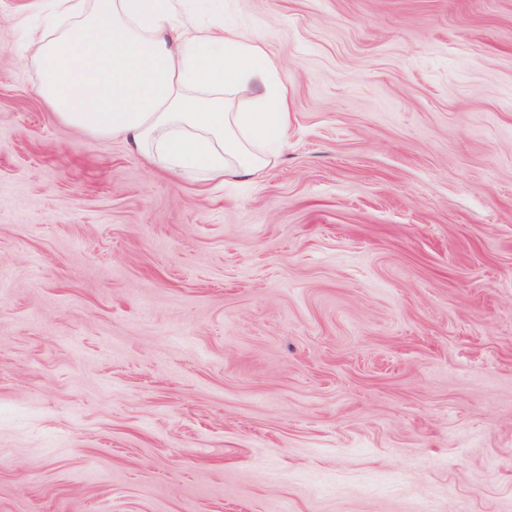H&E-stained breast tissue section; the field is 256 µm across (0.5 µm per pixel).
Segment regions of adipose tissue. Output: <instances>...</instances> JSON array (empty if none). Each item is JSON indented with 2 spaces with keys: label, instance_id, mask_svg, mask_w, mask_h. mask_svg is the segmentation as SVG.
I'll use <instances>...</instances> for the list:
<instances>
[{
  "label": "adipose tissue",
  "instance_id": "1",
  "mask_svg": "<svg viewBox=\"0 0 512 512\" xmlns=\"http://www.w3.org/2000/svg\"><path fill=\"white\" fill-rule=\"evenodd\" d=\"M54 2L25 49L57 121L191 183L246 180L278 156L288 96L261 45L196 24L184 0Z\"/></svg>",
  "mask_w": 512,
  "mask_h": 512
}]
</instances>
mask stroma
<instances>
[{"instance_id":"stroma-1","label":"stroma","mask_w":512,"mask_h":512,"mask_svg":"<svg viewBox=\"0 0 512 512\" xmlns=\"http://www.w3.org/2000/svg\"><path fill=\"white\" fill-rule=\"evenodd\" d=\"M0 0V512H512V0H187L288 140L188 184L61 124Z\"/></svg>"}]
</instances>
